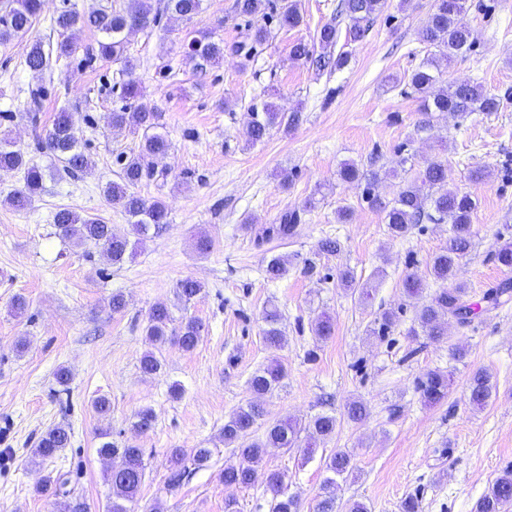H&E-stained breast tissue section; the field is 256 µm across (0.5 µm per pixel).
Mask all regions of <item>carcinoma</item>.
<instances>
[{
  "mask_svg": "<svg viewBox=\"0 0 512 512\" xmlns=\"http://www.w3.org/2000/svg\"><path fill=\"white\" fill-rule=\"evenodd\" d=\"M43 0H9L0 12V43L9 42L29 33L39 20ZM386 7V0H339L336 13L348 20V34L353 42L361 40L368 30L369 23ZM236 11L243 17L263 20L268 15H276L279 25L295 28L301 25L303 17L297 5L288 0H236ZM201 0H164L163 6L154 7L153 0H126V5L117 10L110 6L80 12L64 5L53 19L58 32L55 53L44 49L41 41L30 44L25 64L33 72H44L50 68V60L56 56L69 57L74 51L70 35L76 29L87 28L102 35L98 41V54L86 53L80 64L91 66L100 56L119 66L123 76L120 98L122 106L112 110L108 125L112 128H127L134 134H141L137 150L121 152L116 156L120 166V181L112 182L104 194L109 204L121 207L127 216L128 228L108 224L100 218L82 217L74 211L62 208L55 212L53 223L56 234L64 240L92 241L113 265L123 263L126 256L134 251L135 244L130 234L144 236L150 227L168 223L167 205L158 199H147L132 191V188L155 175V159L164 156L170 149V142L163 132L162 113L154 107L139 101V83L135 77L136 64L126 52V35L160 23L166 13L189 20L198 14ZM467 9V0H434L433 10L427 24L420 31V40L431 48L427 58L411 73L409 85L417 95L420 110L423 112L465 113L496 112L501 99L489 95L482 85L461 81L449 84L443 79L444 69L454 58L466 54L472 46L469 28L459 21V16ZM271 30L258 25L252 30L250 40L237 42L232 46L234 53L250 57L258 45L265 42ZM338 28L334 23L321 27L313 43L298 41L293 44V58L305 59L318 70L337 71L348 62V55L336 56L328 49L336 45ZM224 57V41L214 40L209 34L194 37L189 44L186 58L195 67L204 70ZM298 122L297 113L287 115L275 105L265 100L251 107V121L246 130L247 140L253 144L264 141L273 127H287ZM37 149L47 152L62 163V171L75 176L89 166V158L84 148L72 132L69 113L60 112L51 128L38 138ZM0 169L23 172V185L10 197L16 207L27 206L37 196L43 185V172L40 167L26 160L25 154L14 142L0 138ZM448 160L434 158L409 181L400 186L396 196L384 203L374 193L377 174L361 170L353 161L343 164L339 171L345 182H365L363 199L373 208L384 214L390 235L394 238L405 236L414 225L429 222L448 225V247L436 254L430 264V274L436 281L446 282L454 276L459 261L468 253L471 245L472 215L476 208L473 197L448 183ZM301 218L299 213L287 212L280 222L267 229V236L286 239L294 235ZM267 278L278 280L288 274V259L280 256L270 259L266 265ZM179 296L189 301L203 290V285L187 278L178 284ZM424 291L422 280L410 275L403 282L405 297L416 303V320L423 335L431 340H442L446 336L445 325L453 319L464 327L473 317L483 311L494 309L502 304V298L512 295V281H503L489 289L481 301L471 302L466 288H441L422 301ZM280 313L277 308L265 310L263 337L268 347L280 349L285 339L278 327ZM171 316L162 304L153 307L149 313L145 335L154 344L173 342L184 351H192L197 346L202 324L190 318L178 327L170 328ZM140 369L147 375H155L162 369L159 358L152 351L145 352L140 359ZM286 371L279 359L273 358L263 368L254 372L248 386L255 394V400L235 410L224 421L222 430L224 444L233 446L240 457L237 465L224 468L222 479L226 485L250 486L256 478L269 448H282L293 451L299 447L301 426L298 421H273L266 425L263 437L252 442L245 441L258 422L264 419L261 399L273 394L285 378ZM469 402L480 407L486 403L492 392L490 376L485 370L472 374L469 383ZM421 400L435 405L448 397V377L438 371L428 372L417 383ZM313 434L328 439L336 433L337 418L334 415H318L309 423ZM70 442L65 428L56 426L47 429L40 436L33 454L44 460L56 456ZM100 457L111 462L106 480L112 488V501L107 512H133L137 494L145 479L146 464L144 451L132 446L118 447L112 441H105L97 448ZM327 471L332 476L324 482L323 492L315 506V512H336V479H346L353 474L352 455L338 448L325 461ZM187 478L182 466L179 449L171 453V468L168 486L176 488ZM270 492L269 512H299L300 504L296 497L288 494L285 475L272 472L267 476ZM512 507V468L504 471L477 501L474 512H507Z\"/></svg>",
  "mask_w": 512,
  "mask_h": 512,
  "instance_id": "1",
  "label": "carcinoma"
}]
</instances>
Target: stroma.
Returning a JSON list of instances; mask_svg holds the SVG:
<instances>
[{"label": "stroma", "mask_w": 512, "mask_h": 512, "mask_svg": "<svg viewBox=\"0 0 512 512\" xmlns=\"http://www.w3.org/2000/svg\"><path fill=\"white\" fill-rule=\"evenodd\" d=\"M295 2L302 24L274 27L249 59L231 51L248 29L234 13L235 0H202L192 19L165 17L129 36L141 100L162 113L171 143L155 177L137 191L163 199L169 217L120 265L107 262L92 243L59 238L53 224L61 208L127 222L104 196L107 184L119 178L116 155L139 143L137 135L106 126L116 101L112 89L122 81L117 66L101 58L80 65V55L99 39L88 29L75 34L74 57L52 59L43 73L25 66L30 40L56 42L50 21L63 0H45L30 37L0 44V112L12 115L0 122V135L13 138L44 170L43 189L25 210L8 201L23 184L22 172L0 171V512H58L68 495L83 497L89 512H106L107 464L97 453L105 428L111 441L145 452L135 512H224L229 499L237 501L238 512H269L263 477L246 489L225 486L221 473L237 458L221 431L230 414L253 401L248 380L274 357L287 374L264 401L267 420L306 421L318 414L338 420L335 435L312 456L272 448L264 458V473L287 475L302 512H313L327 476L323 460L339 448L351 453L354 474L340 482L337 504L361 500L371 512H401L409 495L419 499L420 512H474L488 485L512 466V299L468 327L449 323L442 342L416 333L415 309L402 282L414 274L427 292L438 289L430 262L447 246L448 227L419 224L404 237H391L383 213L363 201L361 187L339 177L346 161L377 172L375 192L389 201L426 160L447 159L451 186L477 201L472 247L456 282L478 301L512 280V268L495 258L512 240V0H468L462 21L474 44L444 75L449 82L482 84L502 98L501 109L429 115L409 95L408 82L428 54L419 32L433 0H388L357 42L344 33L348 21L336 14L338 0ZM332 21L340 32L334 50L349 58L343 69L322 72L291 57L295 42H312ZM203 33L223 40L226 52L202 73L187 61L185 45ZM38 89L44 92L43 126H51L60 108L73 115L90 159L78 178L62 176L60 163L35 149L26 111ZM262 99L283 112L298 111L299 120L252 145L245 130L251 105ZM475 169L488 171L489 179L472 181ZM286 171L294 175L287 187L281 180ZM341 206L350 209L343 222L336 214ZM293 210L301 215L293 237H265V228ZM202 234L212 242L204 254L196 249ZM327 238L338 242L337 252H319ZM278 255L287 257L289 271L271 281L265 267ZM343 270L356 285H372L370 300L340 285ZM186 278L204 285L188 303L177 295ZM117 292L126 306L115 313L109 301ZM19 295L28 303L21 318L11 312ZM158 303L174 320L202 322L193 351L148 341V313ZM272 305L285 334L278 351L262 335L263 312ZM388 310L396 312L395 324L387 335L373 334L375 318ZM323 314L333 325L325 339L311 331ZM458 346L466 348L465 359L455 357ZM149 350L163 363L153 377L139 370ZM61 367L71 372L65 388L55 379ZM479 368L490 374L493 389L476 408L467 385ZM430 371L446 373L449 383L447 398L434 406L415 389ZM175 382L182 387L177 398L169 392ZM101 396L112 403L106 423L92 408ZM353 399L369 410L357 423L344 410ZM145 408L152 409L155 424L140 434L131 424ZM54 426L70 430L68 448L52 459L32 458L31 448ZM174 448L189 455L212 451L206 466H188L176 489L167 485Z\"/></svg>", "instance_id": "35a3bbf8"}]
</instances>
